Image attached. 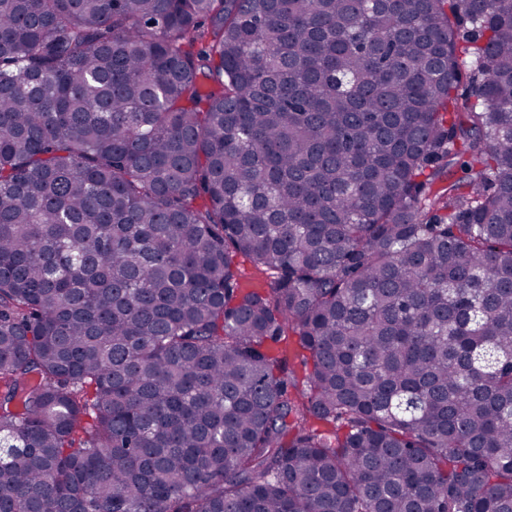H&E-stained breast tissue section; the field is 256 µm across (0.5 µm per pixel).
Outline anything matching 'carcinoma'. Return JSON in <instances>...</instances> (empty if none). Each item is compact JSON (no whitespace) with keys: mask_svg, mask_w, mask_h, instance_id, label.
I'll return each mask as SVG.
<instances>
[{"mask_svg":"<svg viewBox=\"0 0 512 512\" xmlns=\"http://www.w3.org/2000/svg\"><path fill=\"white\" fill-rule=\"evenodd\" d=\"M0 512H512V0H0ZM234 261L239 269L240 281L244 289L268 291L271 282L269 275L255 269L250 261L242 256H237ZM270 354L278 357L286 377L292 378L299 389H306V378L311 370L308 353L296 344V336L289 335L278 345H272Z\"/></svg>","mask_w":512,"mask_h":512,"instance_id":"obj_1","label":"carcinoma"}]
</instances>
